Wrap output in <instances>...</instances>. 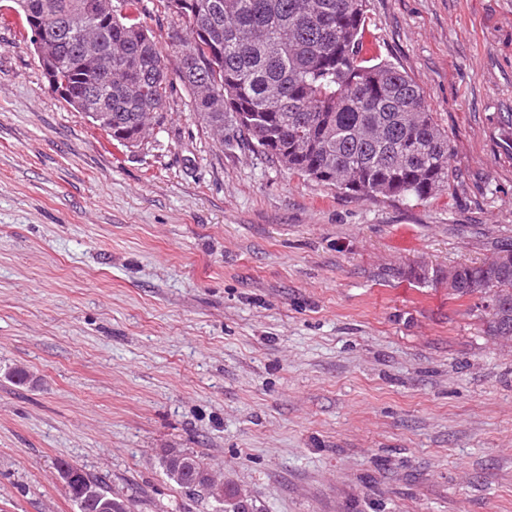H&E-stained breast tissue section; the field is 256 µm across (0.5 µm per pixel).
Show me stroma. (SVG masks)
Segmentation results:
<instances>
[{"label": "stroma", "mask_w": 512, "mask_h": 512, "mask_svg": "<svg viewBox=\"0 0 512 512\" xmlns=\"http://www.w3.org/2000/svg\"><path fill=\"white\" fill-rule=\"evenodd\" d=\"M168 71L175 16L130 0ZM363 59L409 75L449 188L358 199L220 146L181 84L141 144L48 84L0 0V512H75L68 463L129 512H512V343L447 270L512 239V0H366ZM25 369L30 381L7 376ZM194 457L181 454L179 451H171L168 454V458L166 455L161 456V463L164 467L166 474L176 482L181 488L186 489L189 492V485L192 479V475L187 471L191 468L194 474V481L192 484V492L194 496H198L204 499H212L219 500L223 502L216 503L214 512H236L234 509L239 507V504L232 503L231 500L237 499V501H241V504L245 505L249 510V503L251 498L243 493L240 489L239 495L237 496V491L234 486H228L226 491L224 492V482H216L211 474V471L206 466H203L197 462L195 458L198 459L197 456ZM200 460V459H198ZM168 461V462H167ZM201 461V460H200ZM202 462V461H201ZM169 463V464H168ZM183 470L182 472H178L174 470ZM237 496V497H236Z\"/></svg>", "instance_id": "obj_1"}]
</instances>
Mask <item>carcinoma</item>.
<instances>
[{
    "instance_id": "obj_1",
    "label": "carcinoma",
    "mask_w": 512,
    "mask_h": 512,
    "mask_svg": "<svg viewBox=\"0 0 512 512\" xmlns=\"http://www.w3.org/2000/svg\"><path fill=\"white\" fill-rule=\"evenodd\" d=\"M83 0H16L25 19L46 12L62 18ZM179 0L165 7L179 18L172 36L176 76L190 93L205 129L229 127L288 170L365 199H428L449 186L448 133L421 88L389 64L364 65L360 31L364 0ZM112 74L83 58L74 35L54 46L55 77L77 112L90 84L112 90L110 119L85 112L91 123L128 143L138 124L160 122L171 86L151 31L117 10L88 21ZM490 280L492 298L478 310L487 333L512 336V264H460L448 271V292L461 298ZM183 489L192 475L161 456Z\"/></svg>"
}]
</instances>
